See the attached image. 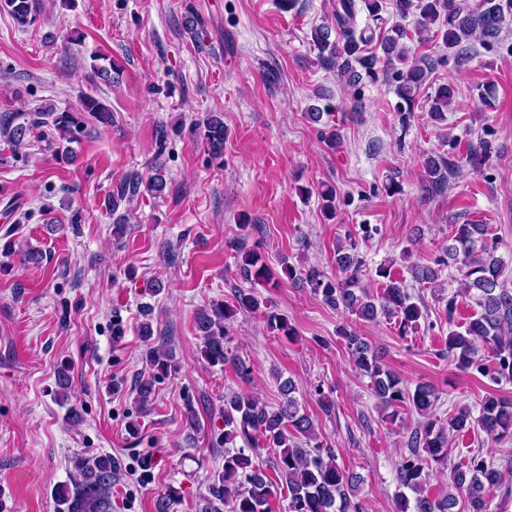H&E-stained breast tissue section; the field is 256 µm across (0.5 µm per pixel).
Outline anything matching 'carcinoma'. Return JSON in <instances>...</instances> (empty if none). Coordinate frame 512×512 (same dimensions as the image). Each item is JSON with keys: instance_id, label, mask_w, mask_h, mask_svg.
<instances>
[{"instance_id": "carcinoma-1", "label": "carcinoma", "mask_w": 512, "mask_h": 512, "mask_svg": "<svg viewBox=\"0 0 512 512\" xmlns=\"http://www.w3.org/2000/svg\"><path fill=\"white\" fill-rule=\"evenodd\" d=\"M396 14L404 19L414 9L419 11L416 30L420 37L432 32L438 20H443L446 30L443 41L453 49L464 43L478 40L488 44L498 39L500 32L512 16V0H393ZM6 11L20 27L35 23L39 13V0H0ZM356 0H336V7L329 25L314 29L312 41L323 61L337 68L348 83L359 81L361 73L370 78L377 75L380 62L374 55L362 54V48L373 40V34L357 26ZM336 39H331V33ZM393 35L385 38L383 50L386 66L394 62L404 65L396 70L399 82L397 92L405 102L413 101L432 72L431 63L417 58L403 40L407 32L392 28ZM455 95L446 86L431 100L430 115L440 123L446 119ZM79 111L54 112L39 108L37 118H25V113L15 112L0 118L8 141L16 147L23 146L32 130L39 126L54 129L57 145L56 157L73 155L70 144L78 141L82 128V113L102 123L112 120L111 111L92 96L80 98ZM196 130L207 148L210 159L224 160V116L213 112L196 123ZM449 163L440 155H431L423 165V185L429 194L439 193L448 184ZM167 186L165 169L155 163L143 175L132 172L123 177L108 195L111 210H118L121 203L131 204L146 196L161 197ZM485 225L476 223L453 224L448 237V260H439L436 266L415 265L412 277L423 284L438 287L439 266H456L463 272L461 290L477 308L463 324L448 332V356L458 368L475 369L497 383L512 378V289L502 280L504 261L496 256L497 247L484 240ZM336 266L342 276L325 277L317 268L310 267L302 280L322 296L329 307L345 311L359 320L375 322L380 318L394 321L400 335L406 336L418 329L423 317L420 306L413 301L402 281L391 276V268L382 266L377 276L385 280L383 292L374 297L360 285L358 272L361 261L353 248H336ZM241 276L255 284L267 283L273 272L255 250L243 252L239 264ZM261 313L269 332L283 336L293 335L288 318L270 310L253 291H238L235 303L216 302L196 312L195 322L201 333V357L210 366L234 362L239 375L246 379L251 369L241 358L229 353L227 323L241 311ZM348 355L355 370L368 377L372 390L383 410L394 419L399 409L411 404L422 415L437 400L434 389L425 384L409 390L403 381L380 361L377 352L361 337L347 328L340 329ZM492 353L491 363L484 362L480 351ZM148 373L135 384L138 408L146 409L155 394L158 381L177 369L173 353L163 345L148 349ZM284 400L276 407L259 403L246 394L224 397V470L213 479L209 495L201 498L196 512H271L270 501L277 496L279 484L267 476L260 465L253 464L252 456L259 454L260 446L277 449L273 468L288 488V512H359L360 506L351 502L359 485V477L337 464L332 446L317 441L312 419L301 411L294 396L296 385L288 380L280 386ZM478 427L497 442L512 440V400L489 395L480 404V413L473 416L468 408L460 409L448 418V428H435L426 420L411 436L410 454L403 457L397 468L399 487L415 493L414 500L401 493L397 497L400 512H455L457 497L450 493L433 500L423 494L425 468L429 461L446 456L448 435H458ZM242 440L252 448L235 447ZM69 482L56 491L57 512H113L112 487L116 482L120 463L110 454L86 456L75 454L70 458ZM504 473L493 463L478 454L451 471L453 487L464 493L467 512H485L486 496L505 482Z\"/></svg>"}]
</instances>
